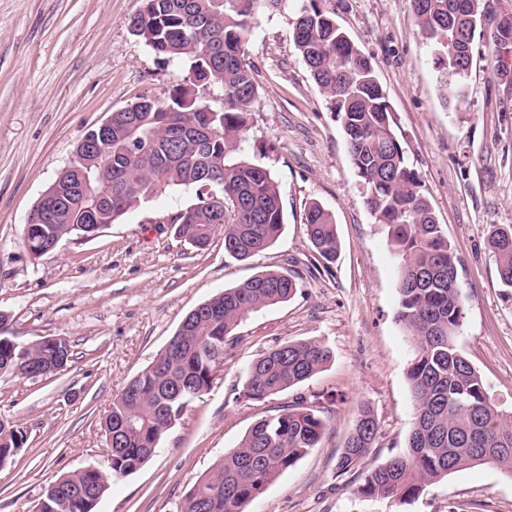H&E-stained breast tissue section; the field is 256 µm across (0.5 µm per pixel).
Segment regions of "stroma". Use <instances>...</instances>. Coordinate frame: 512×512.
<instances>
[{
	"label": "stroma",
	"mask_w": 512,
	"mask_h": 512,
	"mask_svg": "<svg viewBox=\"0 0 512 512\" xmlns=\"http://www.w3.org/2000/svg\"><path fill=\"white\" fill-rule=\"evenodd\" d=\"M302 0L259 5L246 47L258 84L244 153L271 168L285 226L245 261L215 233L200 249L171 222L195 201L179 188L142 204L96 236L63 238L32 254L25 228L69 166L83 135L142 95L166 98L182 73L130 31L142 0H0V336L22 346L64 339L59 373L0 374V421L26 443L0 467V512H34L49 483L107 467L101 421L113 398L166 346L184 316L221 290L275 270L296 281L287 302L250 313L209 390L162 438L154 456L114 481L96 512H181L186 493L259 419L295 403L323 410L318 446L243 512H512V476L484 464L409 502L361 496L336 461L360 405L378 437L364 466L403 452L415 402L414 345L397 321L398 260L376 224L340 121L293 41ZM374 64L394 131L459 260L466 309L457 344L493 399L512 409V288L487 245L512 225V82L498 78L477 39L471 74L444 85L409 0H318ZM329 211L339 254L324 264L304 224L310 203ZM328 344L333 359L298 386L263 400L243 394L249 365L286 341Z\"/></svg>",
	"instance_id": "obj_1"
}]
</instances>
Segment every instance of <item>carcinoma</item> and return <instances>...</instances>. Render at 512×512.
Masks as SVG:
<instances>
[{"mask_svg":"<svg viewBox=\"0 0 512 512\" xmlns=\"http://www.w3.org/2000/svg\"><path fill=\"white\" fill-rule=\"evenodd\" d=\"M282 0H144L130 23L161 59L186 66L181 82L165 99H146L113 112L112 137L94 157L77 158L57 179L67 203L49 221L34 209L25 239L48 245L86 233L85 213L95 197L112 192V206L99 210V224L118 220L177 188L195 189L196 202L176 216L179 234L205 247L224 234V251L247 260L268 249L282 233L284 215L278 183L270 169L241 149L248 116L258 96L246 59L255 10ZM419 25L434 47L433 62L448 81H463L473 58L449 54L455 31L476 25L494 28L500 12L490 0H410ZM296 49L314 82L341 121L352 164L377 223L387 230L399 259L397 320L414 342L407 377L415 400L414 422L404 453L364 469L359 494L388 501L419 497L428 487L468 466L491 464L512 475V410L498 405L459 349L456 337L465 298L455 286L457 260L418 174L393 130V118L375 68L316 6L299 8ZM490 59L502 63L512 48V24L487 38ZM218 129L210 135L206 129ZM310 241L327 263L340 248L332 215L317 203L305 214ZM503 286L512 288V225H495L487 236ZM296 282L263 271L226 288L182 320L154 362L125 385L102 422L104 433L129 426L112 451L108 471L88 467L60 476L41 494L35 512H95L66 497L95 486L101 501L112 481L134 473L155 453L163 436L188 406L205 394L224 360L226 346L244 316L287 301ZM68 344L62 338L19 346L0 336V373L23 377L56 360ZM333 358L318 340L281 343L249 366L244 394L263 400L314 376ZM326 423L318 407L290 405L257 421L238 446L224 454L187 494L183 512H242L281 473L318 447ZM378 423L359 410L336 462L340 474L353 471L374 447ZM26 443L20 428L0 423V466Z\"/></svg>","mask_w":512,"mask_h":512,"instance_id":"carcinoma-1","label":"carcinoma"}]
</instances>
